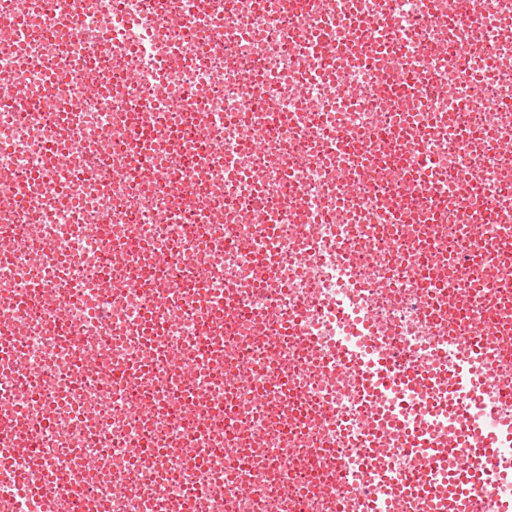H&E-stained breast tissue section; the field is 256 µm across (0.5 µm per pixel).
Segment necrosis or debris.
I'll list each match as a JSON object with an SVG mask.
<instances>
[{
	"instance_id": "necrosis-or-debris-1",
	"label": "necrosis or debris",
	"mask_w": 512,
	"mask_h": 512,
	"mask_svg": "<svg viewBox=\"0 0 512 512\" xmlns=\"http://www.w3.org/2000/svg\"><path fill=\"white\" fill-rule=\"evenodd\" d=\"M70 9L48 0L34 18L27 0H0L42 34L31 49L0 45V109L16 115L0 146V241L12 246L0 332L13 346L0 409L16 412L12 442L41 445L53 501L81 480L89 512H366L365 473L349 484L340 473L370 444L378 407L350 368L319 373L305 341L400 360L444 341L454 360L488 316L512 327V264L458 258L512 239V159L498 155L512 135V31L448 0H340L334 14L318 0H281L276 13L271 0H180L183 24L156 31L161 90L127 86L141 61L119 38L154 17L155 0H87L76 35ZM326 26L336 55L323 76L311 38ZM31 50L83 74L46 82L20 68ZM415 78L447 83L455 102L403 96ZM28 87L41 99L33 112ZM71 104L83 124L49 185L65 202L36 226L16 183L41 171ZM398 126L421 134L418 164ZM339 133L332 161L322 139ZM187 182L193 194L180 195ZM478 195L501 201L497 223L478 215ZM116 243L138 256L119 299ZM36 280L62 299L61 318L16 308ZM171 288L180 301L158 307ZM228 288L239 315L222 312ZM304 299L296 335L285 323ZM361 315L376 328L353 331ZM184 356L194 373L180 371ZM274 356L299 400L266 370Z\"/></svg>"
}]
</instances>
